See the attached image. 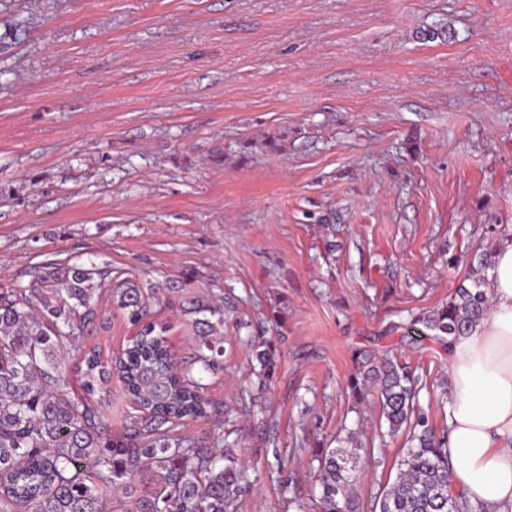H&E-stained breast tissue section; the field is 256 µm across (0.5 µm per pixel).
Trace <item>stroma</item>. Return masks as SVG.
Returning <instances> with one entry per match:
<instances>
[{
  "mask_svg": "<svg viewBox=\"0 0 512 512\" xmlns=\"http://www.w3.org/2000/svg\"><path fill=\"white\" fill-rule=\"evenodd\" d=\"M511 235L512 0H0V292L126 272L179 361L186 299L221 305L224 368L180 429L247 463L242 512H322L314 456L349 430L356 496L395 479L354 350L415 369L446 427L447 354L389 328ZM134 332L103 301L86 341L108 361ZM103 405L125 434L120 382Z\"/></svg>",
  "mask_w": 512,
  "mask_h": 512,
  "instance_id": "stroma-1",
  "label": "stroma"
}]
</instances>
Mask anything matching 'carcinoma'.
Listing matches in <instances>:
<instances>
[{
  "mask_svg": "<svg viewBox=\"0 0 512 512\" xmlns=\"http://www.w3.org/2000/svg\"><path fill=\"white\" fill-rule=\"evenodd\" d=\"M483 281L460 285L448 302L410 322L407 334L444 351L484 316ZM157 288L112 280L95 265L47 263L36 286L0 293V512H109L107 491L139 470L155 475L154 488L130 500V512H238L246 467L232 453L186 448L177 422L207 415L204 373L223 368L224 310L203 298L188 314L194 357L178 363L167 326L150 319ZM105 299L136 331L115 362L84 347L86 327ZM85 395L61 394L71 357ZM358 372L349 379L358 402L374 396L388 434L408 432L394 482L374 494L362 512H473L466 498L448 494L446 435L417 410L419 378L384 354L357 349ZM140 407L129 433L107 438L100 427V392L112 378ZM357 449L321 452L314 481L326 512H356Z\"/></svg>",
  "mask_w": 512,
  "mask_h": 512,
  "instance_id": "1",
  "label": "carcinoma"
}]
</instances>
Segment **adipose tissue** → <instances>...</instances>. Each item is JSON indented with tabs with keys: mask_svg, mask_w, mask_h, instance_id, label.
<instances>
[{
	"mask_svg": "<svg viewBox=\"0 0 512 512\" xmlns=\"http://www.w3.org/2000/svg\"><path fill=\"white\" fill-rule=\"evenodd\" d=\"M488 309L448 348L449 488L475 512H512V240L493 253Z\"/></svg>",
	"mask_w": 512,
	"mask_h": 512,
	"instance_id": "ef3b65f1",
	"label": "adipose tissue"
}]
</instances>
